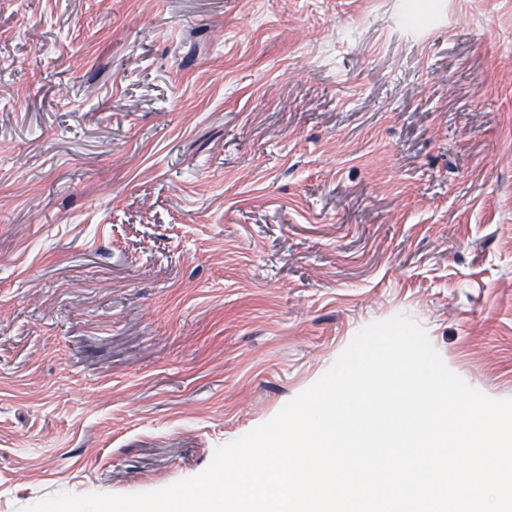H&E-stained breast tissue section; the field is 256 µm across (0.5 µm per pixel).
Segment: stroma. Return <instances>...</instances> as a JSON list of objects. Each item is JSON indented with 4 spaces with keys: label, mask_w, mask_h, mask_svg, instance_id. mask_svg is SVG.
<instances>
[{
    "label": "stroma",
    "mask_w": 512,
    "mask_h": 512,
    "mask_svg": "<svg viewBox=\"0 0 512 512\" xmlns=\"http://www.w3.org/2000/svg\"><path fill=\"white\" fill-rule=\"evenodd\" d=\"M0 0V512L201 473L365 326L512 398V0Z\"/></svg>",
    "instance_id": "1"
}]
</instances>
